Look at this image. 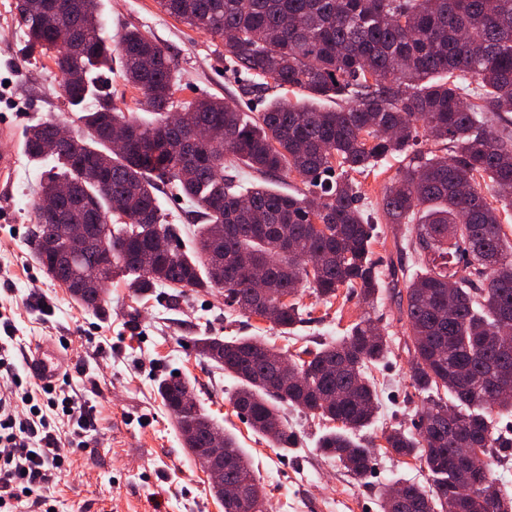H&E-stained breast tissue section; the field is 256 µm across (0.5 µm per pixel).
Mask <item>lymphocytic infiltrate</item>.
Returning <instances> with one entry per match:
<instances>
[{
    "label": "lymphocytic infiltrate",
    "instance_id": "f902f5d3",
    "mask_svg": "<svg viewBox=\"0 0 512 512\" xmlns=\"http://www.w3.org/2000/svg\"><path fill=\"white\" fill-rule=\"evenodd\" d=\"M14 336H0V512L48 488L85 448L95 420L63 386L43 385L14 370Z\"/></svg>",
    "mask_w": 512,
    "mask_h": 512
}]
</instances>
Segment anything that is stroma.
Here are the masks:
<instances>
[{"instance_id": "35a3bbf8", "label": "stroma", "mask_w": 512, "mask_h": 512, "mask_svg": "<svg viewBox=\"0 0 512 512\" xmlns=\"http://www.w3.org/2000/svg\"><path fill=\"white\" fill-rule=\"evenodd\" d=\"M14 2L0 0V114L14 116L23 129L55 119L79 132L80 109L64 97L51 56L25 57ZM99 9L110 41L136 29L175 58L180 84L175 105L220 97L251 113L263 111L280 94L274 87L252 90V77L234 71L219 40L168 15L157 0H100ZM399 165V157L389 156L353 176L360 204L377 224L372 258L382 282L374 307L344 289L327 301L305 289L306 321L285 338L271 323L226 308L216 291L181 293L160 286L142 298L116 280L107 290L105 314L74 304L32 259L33 206L50 164L21 152L12 180L0 181V309L13 317L20 345L15 364L24 367L27 353L40 343L56 344L70 362L67 382L95 417L88 448L74 455L70 471L48 492L54 512H224L157 394V379L175 372L191 380L196 399L251 457L266 485L268 512H381L386 487L401 479L428 483L416 460L396 456L384 440L390 428L413 430L422 404L409 379L411 356L397 320L392 276L410 261L396 250L406 227L388 223L381 209ZM366 314L387 337L390 351L371 371L379 404L375 421L360 432L375 444L372 468L361 481L319 452L324 427L313 415L286 409L297 443L285 450L271 447L229 402L234 380L193 348L200 336H262L291 354L342 336Z\"/></svg>"}]
</instances>
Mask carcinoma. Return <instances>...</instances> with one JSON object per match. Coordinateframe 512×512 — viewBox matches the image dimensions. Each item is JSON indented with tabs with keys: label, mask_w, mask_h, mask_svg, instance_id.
Masks as SVG:
<instances>
[{
	"label": "carcinoma",
	"mask_w": 512,
	"mask_h": 512,
	"mask_svg": "<svg viewBox=\"0 0 512 512\" xmlns=\"http://www.w3.org/2000/svg\"><path fill=\"white\" fill-rule=\"evenodd\" d=\"M166 13L221 40L239 71L286 91L345 105H314L305 97L273 99L246 118L219 97L172 112L178 81L174 59L138 30L111 45L102 35L98 0H16L26 48L54 52L63 90L82 108L80 134L68 149L50 146L51 122L32 125L24 151L55 169L41 191L62 182L74 188L64 223L92 225L109 213L106 241L79 256L65 248L66 231L36 225L33 257L45 274L61 272L82 307L102 312L106 298L78 288L82 277L123 281L138 294L156 285L218 290L224 304L245 314L274 307L272 324L288 336L304 323L299 303L310 288L323 300L349 288L370 303L380 274L371 259L375 226L358 205L346 176L363 173L383 157L401 158L382 199L391 224H405L401 249L412 266L400 269L399 321L412 354L410 379L424 395L418 434L393 429L386 443L413 457L432 476L425 488L403 482V499L382 497V512H512V497L495 485L492 459L512 448L495 428V415L512 411L497 397L496 383L512 377V242L500 211L512 209V0H158ZM119 55L127 83L139 90L155 119L124 112L93 81L95 70ZM203 125L218 138L199 156L188 155L183 128ZM125 126L131 144L112 152L108 131ZM426 136L445 146L428 155L414 149ZM265 176L297 174L307 191L285 193L260 183L242 188L224 175V157ZM170 185L199 209L203 224L195 246L175 245L181 227L158 204ZM320 201L322 211L308 207ZM326 224L315 235L314 220ZM169 244L156 252L154 240ZM249 256L265 269L276 294L260 297L237 266ZM317 266L307 269L308 259ZM454 307L448 309V287ZM288 302H280V297ZM376 320L367 315L335 341L286 355L258 336H203L200 356L236 382L230 402L274 448H288L281 405L335 423L321 436L320 452L354 478L370 470L369 446L352 434L376 413L371 366L389 353ZM189 381L160 380L157 393L169 411ZM210 427L224 436V481L249 488L243 500L224 501V512H265L264 487L236 437L200 404L176 420ZM478 448L486 484L467 497L455 495L459 473L453 449ZM199 460L204 432L182 439Z\"/></svg>",
	"instance_id": "1"
}]
</instances>
